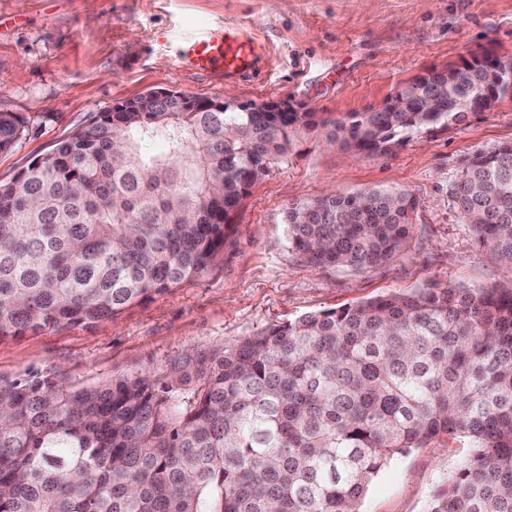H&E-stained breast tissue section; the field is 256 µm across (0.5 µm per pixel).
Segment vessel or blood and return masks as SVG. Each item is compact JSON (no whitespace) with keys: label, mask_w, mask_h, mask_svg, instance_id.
<instances>
[{"label":"vessel or blood","mask_w":512,"mask_h":512,"mask_svg":"<svg viewBox=\"0 0 512 512\" xmlns=\"http://www.w3.org/2000/svg\"><path fill=\"white\" fill-rule=\"evenodd\" d=\"M260 42L239 24H227L181 40L176 54L191 69L224 78L252 73L260 59Z\"/></svg>","instance_id":"1"}]
</instances>
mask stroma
Segmentation results:
<instances>
[{
	"instance_id": "obj_1",
	"label": "stroma",
	"mask_w": 512,
	"mask_h": 512,
	"mask_svg": "<svg viewBox=\"0 0 512 512\" xmlns=\"http://www.w3.org/2000/svg\"><path fill=\"white\" fill-rule=\"evenodd\" d=\"M228 23L254 30L266 52L251 77L224 81L181 67L183 38ZM512 59V0H0V112L24 117L0 181L15 176L90 113L157 89L227 102L293 99L323 116L369 112L426 70L483 52ZM512 141V98L459 124L413 134L378 155L302 132L240 203L224 250L196 278L110 320L0 340V377L56 373L93 384L160 373L273 324L428 286L498 285L497 256L479 247L448 190L468 153ZM385 187L417 205L408 247L365 271L317 269L288 246L289 205L328 191ZM465 437L395 457L362 512H428L469 456Z\"/></svg>"
}]
</instances>
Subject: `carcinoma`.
Wrapping results in <instances>:
<instances>
[{
    "label": "carcinoma",
    "instance_id": "carcinoma-1",
    "mask_svg": "<svg viewBox=\"0 0 512 512\" xmlns=\"http://www.w3.org/2000/svg\"><path fill=\"white\" fill-rule=\"evenodd\" d=\"M395 90L394 107L93 112L0 181V339L92 326L207 270L258 176L302 130L366 154L512 96L478 58ZM0 112V154L25 133ZM509 278L420 288L273 324L158 375L76 386L0 379V512H360L394 457L436 438L472 453L428 512H512V142L461 161L449 189ZM415 200L373 187L288 208L293 251L364 271L407 246Z\"/></svg>",
    "mask_w": 512,
    "mask_h": 512
}]
</instances>
